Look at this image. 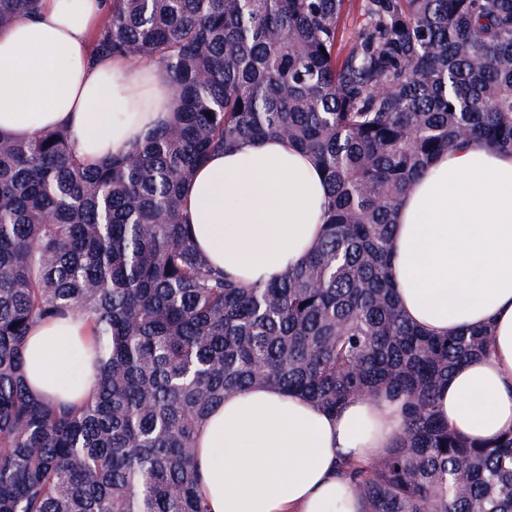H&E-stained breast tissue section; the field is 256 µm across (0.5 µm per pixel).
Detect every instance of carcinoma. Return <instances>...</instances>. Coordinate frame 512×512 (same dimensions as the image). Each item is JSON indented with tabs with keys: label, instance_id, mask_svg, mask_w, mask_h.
<instances>
[{
	"label": "carcinoma",
	"instance_id": "cac0c4a2",
	"mask_svg": "<svg viewBox=\"0 0 512 512\" xmlns=\"http://www.w3.org/2000/svg\"><path fill=\"white\" fill-rule=\"evenodd\" d=\"M39 0H0V30ZM110 0L96 57L158 62L173 121L84 166L62 129L0 137V512H211L196 431L256 384L334 412L384 391L404 433L340 469L364 512H512V433L462 439L436 416L490 330L429 336L390 278L397 204L439 154L512 155V0ZM282 137L322 170L323 239L278 282L241 285L196 250L195 168ZM90 320L97 387L49 404L25 382L29 327Z\"/></svg>",
	"mask_w": 512,
	"mask_h": 512
}]
</instances>
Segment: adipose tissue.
<instances>
[{"label": "adipose tissue", "mask_w": 512, "mask_h": 512, "mask_svg": "<svg viewBox=\"0 0 512 512\" xmlns=\"http://www.w3.org/2000/svg\"><path fill=\"white\" fill-rule=\"evenodd\" d=\"M108 0H41L0 31V135L69 132L93 167L170 120L174 90L157 63L92 59L88 33ZM196 249L243 284L281 279L323 233L327 186L309 155L283 138L211 154L182 191ZM390 275L403 315L434 335L489 326L486 353L456 368L437 396L449 428L477 442L512 431V156L473 143L435 158L402 197ZM84 316L34 324L24 363L30 392L77 403L96 379ZM401 403L357 396L341 412L260 385L225 396L200 427L197 463L211 512H362L337 474L403 432Z\"/></svg>", "instance_id": "1"}]
</instances>
